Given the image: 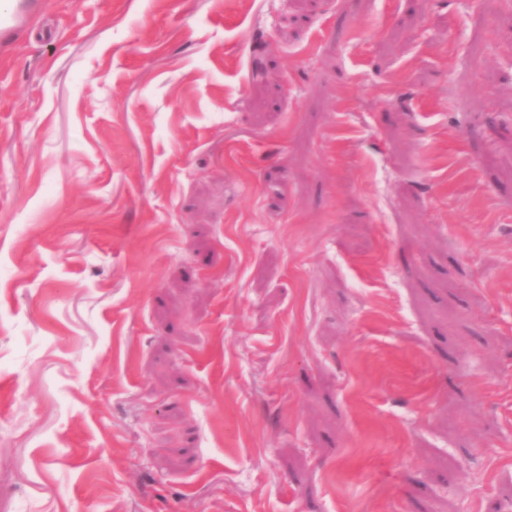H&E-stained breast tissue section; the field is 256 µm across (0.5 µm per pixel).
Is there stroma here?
<instances>
[{
  "mask_svg": "<svg viewBox=\"0 0 512 512\" xmlns=\"http://www.w3.org/2000/svg\"><path fill=\"white\" fill-rule=\"evenodd\" d=\"M38 2L0 512L512 503V0Z\"/></svg>",
  "mask_w": 512,
  "mask_h": 512,
  "instance_id": "1",
  "label": "stroma"
}]
</instances>
